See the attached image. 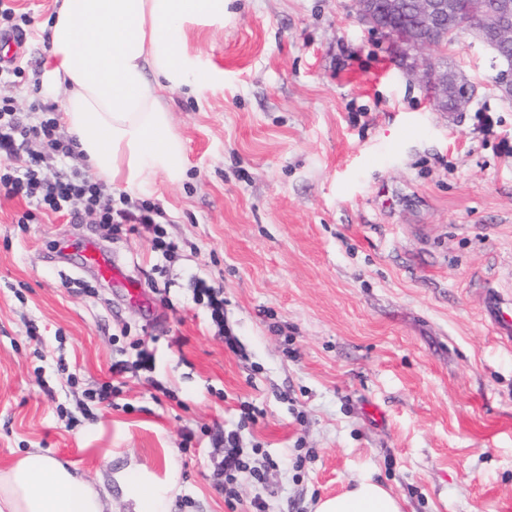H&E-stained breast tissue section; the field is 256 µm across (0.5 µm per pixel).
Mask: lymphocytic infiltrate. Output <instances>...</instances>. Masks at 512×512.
Wrapping results in <instances>:
<instances>
[{
    "instance_id": "lymphocytic-infiltrate-1",
    "label": "lymphocytic infiltrate",
    "mask_w": 512,
    "mask_h": 512,
    "mask_svg": "<svg viewBox=\"0 0 512 512\" xmlns=\"http://www.w3.org/2000/svg\"><path fill=\"white\" fill-rule=\"evenodd\" d=\"M50 111V106L36 103L29 112L22 113L12 97L0 95V196L20 197L27 202L19 223L28 224L43 215L65 214L78 205L96 223L110 230L148 233L154 260H169L176 245L166 236L162 223L167 214L159 204L134 202L124 194L113 197L104 183L77 168L51 178L44 174L43 167L48 161L62 162L76 156L73 140L59 135L58 120L51 117ZM134 347V361L112 363V378L102 383L96 395L98 401L108 402L120 396L131 368L152 370L153 354L144 341H136ZM247 470L258 479L264 475L262 469L251 468L238 431H228L224 435V454L214 470L216 478L224 482L225 493H232L237 475Z\"/></svg>"
}]
</instances>
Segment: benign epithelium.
Wrapping results in <instances>:
<instances>
[{"label":"benign epithelium","mask_w":512,"mask_h":512,"mask_svg":"<svg viewBox=\"0 0 512 512\" xmlns=\"http://www.w3.org/2000/svg\"><path fill=\"white\" fill-rule=\"evenodd\" d=\"M378 3L379 0H355L358 20L386 33L402 54L413 59L422 49L445 40L451 42L460 29L469 28L475 40L489 49L500 64L496 83L512 93V57L500 50L497 41L498 26L508 23L512 16V0H499L495 25L475 11L472 0H418L423 25L398 29L380 23ZM419 80L425 85L433 105L441 112H464L473 100V89L462 74H450L429 66Z\"/></svg>","instance_id":"benign-epithelium-1"}]
</instances>
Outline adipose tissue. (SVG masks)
Returning a JSON list of instances; mask_svg holds the SVG:
<instances>
[{"label": "adipose tissue", "instance_id": "1", "mask_svg": "<svg viewBox=\"0 0 512 512\" xmlns=\"http://www.w3.org/2000/svg\"><path fill=\"white\" fill-rule=\"evenodd\" d=\"M47 22L52 65L40 77L46 96L65 90L61 121L98 179L116 190L183 173L184 147L164 93L186 87L205 97L186 47L190 24L223 25L226 0H57ZM137 512H169L171 488L141 473L125 479ZM0 512H106L99 493L54 457L32 451L0 472ZM315 512H401L382 484L357 480Z\"/></svg>", "mask_w": 512, "mask_h": 512}]
</instances>
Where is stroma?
Returning <instances> with one entry per match:
<instances>
[{
	"label": "stroma",
	"instance_id": "1",
	"mask_svg": "<svg viewBox=\"0 0 512 512\" xmlns=\"http://www.w3.org/2000/svg\"><path fill=\"white\" fill-rule=\"evenodd\" d=\"M27 14L24 72L0 88L28 111L49 63L55 0ZM218 83L204 101L166 92L184 143L180 180L132 200L160 204L177 252L153 270L148 238L68 217L20 224L0 197V471L41 450L134 512L128 467L175 482L171 512H314L380 481L403 512H512V340L488 289L512 299V95L469 32L424 51L475 88L441 112L353 0H229L223 26L186 30ZM90 237L154 294L58 259ZM224 288V344L192 313L193 282ZM155 356L115 405L89 399L133 339ZM258 407L242 421L244 406ZM239 428L273 459L239 474L227 505L215 439ZM488 316L500 336L512 337V308L504 305L498 294L490 293L486 301Z\"/></svg>",
	"mask_w": 512,
	"mask_h": 512
}]
</instances>
